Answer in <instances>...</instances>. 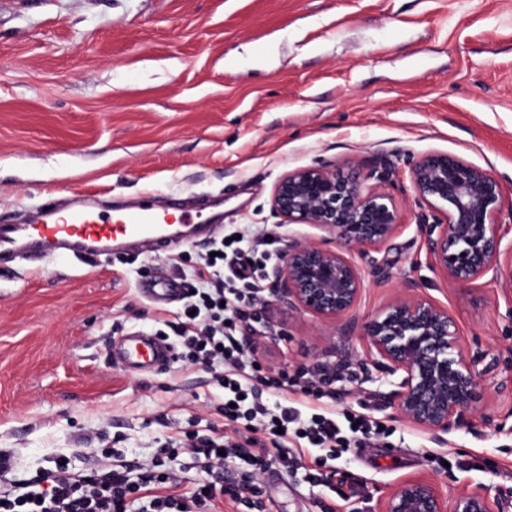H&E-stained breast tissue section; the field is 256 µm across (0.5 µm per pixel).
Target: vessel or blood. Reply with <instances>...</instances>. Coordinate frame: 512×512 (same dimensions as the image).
<instances>
[{
  "mask_svg": "<svg viewBox=\"0 0 512 512\" xmlns=\"http://www.w3.org/2000/svg\"><path fill=\"white\" fill-rule=\"evenodd\" d=\"M209 230V225L197 223L188 211L169 215L147 197L103 211L76 196L69 204L47 207L29 220L0 224V266L21 255L46 263L66 258L87 264L141 247L167 251ZM144 295L156 303L173 304L180 301L182 290L176 281L165 279L145 289ZM110 354L114 363L136 376L169 366L176 358L171 342L140 329L114 341Z\"/></svg>",
  "mask_w": 512,
  "mask_h": 512,
  "instance_id": "vessel-or-blood-1",
  "label": "vessel or blood"
}]
</instances>
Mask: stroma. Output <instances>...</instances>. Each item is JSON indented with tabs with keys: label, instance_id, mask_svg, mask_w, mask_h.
Returning <instances> with one entry per match:
<instances>
[{
	"label": "stroma",
	"instance_id": "stroma-1",
	"mask_svg": "<svg viewBox=\"0 0 512 512\" xmlns=\"http://www.w3.org/2000/svg\"><path fill=\"white\" fill-rule=\"evenodd\" d=\"M448 152L494 173L512 206V0H0V218L77 191L109 203L147 193L217 203L221 224L263 225L274 249L326 233L271 211L278 180L322 165L388 194L402 227L382 248L392 276L367 274L351 314L328 321L266 297L257 358L271 375L339 366L337 412L367 410L385 431L335 460L349 483L328 488L271 467L261 498L278 512H381L392 488L422 478L512 512V295L451 285L426 263L412 163ZM387 159L388 181L373 177ZM203 244L57 260L0 276V450L13 478L57 457L101 467L106 443L134 466L180 432L226 429L224 392L174 362L127 375L110 343L158 331L173 309L141 287L184 281ZM447 307L464 350H482L494 425L439 440L411 426L367 382L364 323L404 279Z\"/></svg>",
	"mask_w": 512,
	"mask_h": 512
}]
</instances>
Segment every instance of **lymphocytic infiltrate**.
I'll list each match as a JSON object with an SVG mask.
<instances>
[{"label":"lymphocytic infiltrate","mask_w":512,"mask_h":512,"mask_svg":"<svg viewBox=\"0 0 512 512\" xmlns=\"http://www.w3.org/2000/svg\"><path fill=\"white\" fill-rule=\"evenodd\" d=\"M263 231L246 225L213 240L192 267L191 294L168 326L177 338L178 360L209 372L224 391V420L229 430L213 438L186 433L164 457L132 472L113 459L101 469L76 473L59 463L35 477L15 480L0 494V512H220L230 500L249 512H265L258 481L271 466L300 469V447L319 449L309 481L330 484L328 461L368 445L383 425L366 414H337L335 376L313 390L300 377L264 375L241 331L265 291L266 270L279 260ZM276 399L263 398L264 389ZM192 457L199 477L189 495H175L180 476L173 466L179 453ZM245 461L250 472L239 480L224 477L225 465Z\"/></svg>","instance_id":"lymphocytic-infiltrate-1"}]
</instances>
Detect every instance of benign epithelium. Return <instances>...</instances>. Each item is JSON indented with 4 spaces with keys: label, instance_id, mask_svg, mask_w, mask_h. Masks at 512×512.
<instances>
[{
    "label": "benign epithelium",
    "instance_id": "obj_1",
    "mask_svg": "<svg viewBox=\"0 0 512 512\" xmlns=\"http://www.w3.org/2000/svg\"><path fill=\"white\" fill-rule=\"evenodd\" d=\"M409 178L428 213L416 224L430 266L450 284L485 279L512 293L511 226L503 224L501 181L457 155L428 152L412 165ZM271 207L284 224H306L331 235L339 245L296 241L267 278L280 298L317 317L349 314L366 288L356 256L370 257L374 272L390 278L375 257L400 227L389 196L366 190L342 170L304 166L276 184ZM371 367L365 379L381 381L389 407L407 423L438 438L472 422L486 390L478 366L481 351L460 346V329L448 309L406 287L381 314L363 325ZM382 512H496L495 503L462 492L449 500L435 485L413 478L398 484Z\"/></svg>",
    "mask_w": 512,
    "mask_h": 512
}]
</instances>
